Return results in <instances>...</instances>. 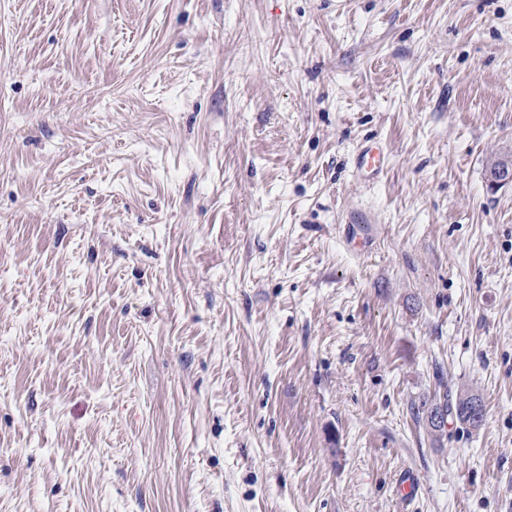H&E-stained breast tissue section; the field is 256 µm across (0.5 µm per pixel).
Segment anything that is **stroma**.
Instances as JSON below:
<instances>
[{
    "mask_svg": "<svg viewBox=\"0 0 512 512\" xmlns=\"http://www.w3.org/2000/svg\"><path fill=\"white\" fill-rule=\"evenodd\" d=\"M510 152L512 0H0V512H512ZM354 164L362 181L374 182L384 172L385 155L378 146L366 145L356 154ZM442 398L440 395L439 399H433L429 405L425 403L421 407L414 408L416 418L422 419L434 431H442L445 428L448 416L456 418L459 422L472 427L480 425L482 420L479 422L471 420L463 410L465 403L469 400L477 399L476 397L460 394L456 396L454 403H448V392H444ZM437 415L440 416V420L438 417L436 421H439L435 422L434 416Z\"/></svg>",
    "mask_w": 512,
    "mask_h": 512,
    "instance_id": "stroma-1",
    "label": "stroma"
}]
</instances>
